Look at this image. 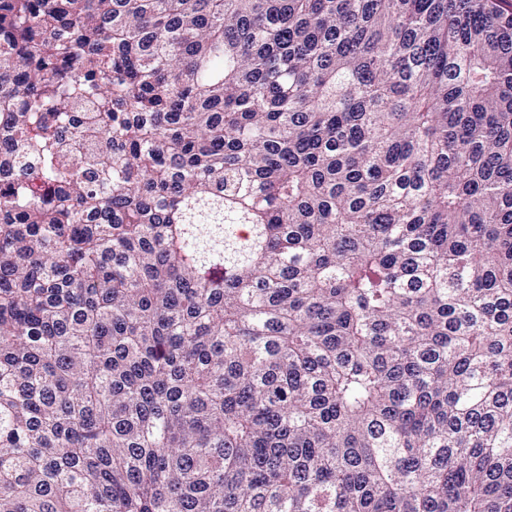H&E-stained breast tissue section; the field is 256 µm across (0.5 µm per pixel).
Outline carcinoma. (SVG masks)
I'll return each instance as SVG.
<instances>
[{
    "mask_svg": "<svg viewBox=\"0 0 512 512\" xmlns=\"http://www.w3.org/2000/svg\"><path fill=\"white\" fill-rule=\"evenodd\" d=\"M0 512H512L507 0H0Z\"/></svg>",
    "mask_w": 512,
    "mask_h": 512,
    "instance_id": "obj_1",
    "label": "carcinoma"
}]
</instances>
